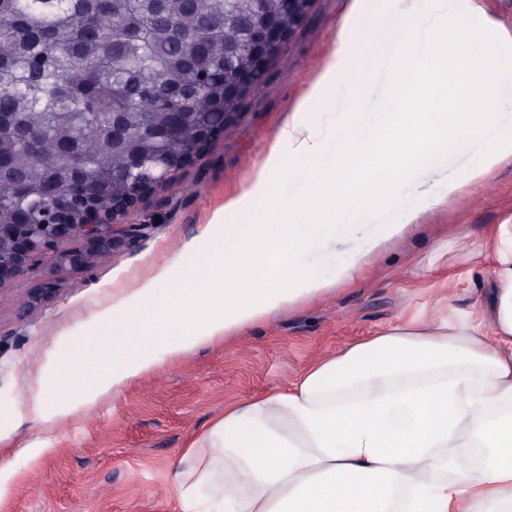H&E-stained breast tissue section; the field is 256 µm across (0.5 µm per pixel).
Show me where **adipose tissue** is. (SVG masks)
<instances>
[{
	"label": "adipose tissue",
	"mask_w": 512,
	"mask_h": 512,
	"mask_svg": "<svg viewBox=\"0 0 512 512\" xmlns=\"http://www.w3.org/2000/svg\"><path fill=\"white\" fill-rule=\"evenodd\" d=\"M367 2L351 0L322 69L250 187L213 214L220 260L196 273L199 242H185L188 265L159 267L96 330L70 339L44 368L37 417L70 415L63 385H78L91 403L150 371L155 352L176 358L321 299L414 224L410 212L382 225L335 279L303 262L315 238L364 223L392 203L404 176L495 122L499 89L512 80V39L475 30L462 54L443 30L426 54L404 39L380 121L332 144L315 128L314 104L345 74L355 31L367 24L390 32ZM288 153L310 167L285 170ZM293 178L304 191L283 192ZM249 214L258 222L238 223ZM437 249L490 262L487 308H455L454 280L445 278L444 314L399 320L316 360L292 387L226 406L185 452L190 464L174 483L181 512H512V224L490 225L478 242L463 229ZM464 448L475 449V464L458 463Z\"/></svg>",
	"instance_id": "1"
}]
</instances>
